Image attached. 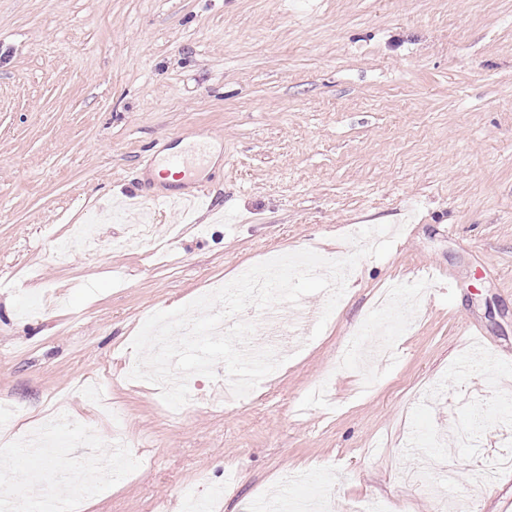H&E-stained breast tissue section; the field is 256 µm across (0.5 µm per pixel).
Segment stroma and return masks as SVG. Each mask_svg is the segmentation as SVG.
<instances>
[{
	"mask_svg": "<svg viewBox=\"0 0 512 512\" xmlns=\"http://www.w3.org/2000/svg\"><path fill=\"white\" fill-rule=\"evenodd\" d=\"M190 143L212 213L152 205L131 242L125 193H169L151 170ZM379 224L391 252L252 400L128 382L149 315ZM389 284L421 302L373 314ZM355 332L393 362L341 359ZM2 406L22 505L64 480L84 512H188L220 484L211 512H256L302 474L287 512H512L487 444L512 436V0H0ZM55 408L88 442L23 453ZM117 424V476L87 485Z\"/></svg>",
	"mask_w": 512,
	"mask_h": 512,
	"instance_id": "1",
	"label": "stroma"
}]
</instances>
